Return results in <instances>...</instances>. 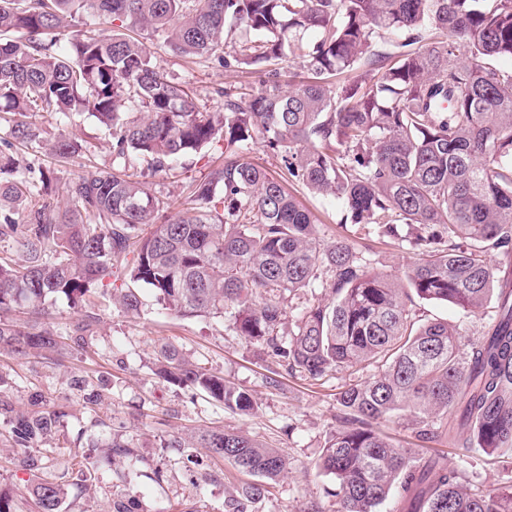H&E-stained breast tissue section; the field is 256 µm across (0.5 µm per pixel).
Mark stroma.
Returning <instances> with one entry per match:
<instances>
[{
    "label": "stroma",
    "mask_w": 512,
    "mask_h": 512,
    "mask_svg": "<svg viewBox=\"0 0 512 512\" xmlns=\"http://www.w3.org/2000/svg\"><path fill=\"white\" fill-rule=\"evenodd\" d=\"M151 50L170 76L189 83L206 104L215 89L225 84L258 83L255 74L185 59L161 43L152 44ZM290 191L312 213L325 241L353 243L375 272L394 277L409 263V251L378 239L371 225L342 224V214L331 199L295 184ZM143 299V311L134 317L107 307L87 348H68L39 363L0 355L18 405H25L30 393L37 391L47 400L73 406V417L56 436L58 447L46 464L44 478L67 485L74 482V474L67 471L70 453L90 451L109 430L122 431L136 445L134 456L119 466L99 461L94 493L68 497L62 512H106L111 497L124 500L129 512H224L226 496L246 481V474L227 461L211 458L203 448L195 449L199 465L189 471L186 456L160 445L163 437L219 425L258 438L279 449L290 462L271 500L263 502L259 512H338L340 505L329 494L334 481L318 472L315 463L336 427V394L348 380V371L333 372L318 381L297 373L272 374L261 346L236 335L222 319L179 318L161 310L151 292H144ZM415 311L423 320L457 323L473 340L494 308L486 306L479 315L466 318L456 307L420 301ZM163 342L183 349L201 367L250 393L256 410L233 412L203 394L158 379L151 362ZM73 374L102 381L108 388V402L93 411L78 407L76 394L67 385ZM381 429L400 446L417 447L432 456L453 453L443 438L419 442L410 418L384 422ZM19 455L8 442L0 443V490L12 497L16 512H35L28 490L30 475L20 466ZM120 471L127 473V482L117 480Z\"/></svg>",
    "instance_id": "1"
}]
</instances>
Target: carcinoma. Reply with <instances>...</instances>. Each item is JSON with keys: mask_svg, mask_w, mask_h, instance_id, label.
<instances>
[{"mask_svg": "<svg viewBox=\"0 0 512 512\" xmlns=\"http://www.w3.org/2000/svg\"><path fill=\"white\" fill-rule=\"evenodd\" d=\"M89 18L111 20L101 36ZM188 59L262 75L245 92L216 90L214 109L157 62L146 40ZM305 75L283 89L281 64ZM512 0H0V349L44 357L85 348L100 320L81 313L62 329L49 304L110 299L139 313L146 286L179 317H221L266 346L276 365L319 380L374 365L336 394L338 424L316 467L334 479L338 512H512V481L467 489L440 456L398 447L383 421L410 411L424 440L448 436L467 453L512 467ZM46 113L54 130L26 120ZM86 113L105 128L112 165L64 182L54 164L92 162L68 131ZM260 142L288 178L329 197L351 224L413 254L395 282L372 272L350 243L327 242L283 181L245 157ZM209 148L224 162L189 185L185 201L155 191L144 170L178 177ZM330 290L283 338L282 294ZM482 336L464 340L446 320H416L418 300L473 316L490 300ZM24 310L18 322L8 314ZM160 379L247 412L250 395L193 363L173 344L155 351ZM83 405L105 395L72 380ZM72 406L31 395L15 409L0 374V423L36 474ZM112 457L133 444L104 438ZM166 448H206L257 480L225 500L252 512L288 469L277 449L241 432L210 429ZM80 479H39L37 512L90 493L94 464L74 454Z\"/></svg>", "mask_w": 512, "mask_h": 512, "instance_id": "1", "label": "carcinoma"}]
</instances>
